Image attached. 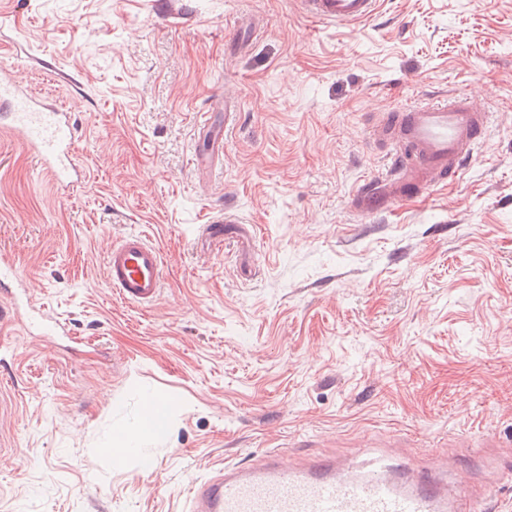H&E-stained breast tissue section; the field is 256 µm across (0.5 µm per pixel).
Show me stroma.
I'll return each instance as SVG.
<instances>
[{"mask_svg":"<svg viewBox=\"0 0 512 512\" xmlns=\"http://www.w3.org/2000/svg\"><path fill=\"white\" fill-rule=\"evenodd\" d=\"M0 66L73 117L82 181L56 188L0 131V512H188L195 481L279 449L350 462L454 455L449 482L512 446V0H381L317 22L298 0H0ZM459 91L494 114L462 176L393 210L385 113ZM240 114L213 167L200 114ZM233 208L247 239L205 224ZM161 252L159 300L109 287L113 242ZM66 335L41 333L32 309ZM167 433L113 464L143 396Z\"/></svg>","mask_w":512,"mask_h":512,"instance_id":"35a3bbf8","label":"stroma"}]
</instances>
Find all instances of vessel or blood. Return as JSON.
<instances>
[{
	"label": "vessel or blood",
	"mask_w": 512,
	"mask_h": 512,
	"mask_svg": "<svg viewBox=\"0 0 512 512\" xmlns=\"http://www.w3.org/2000/svg\"><path fill=\"white\" fill-rule=\"evenodd\" d=\"M377 0H300L316 21L350 24L370 18ZM0 101L13 108L9 129L37 157L42 172L58 186L78 185L73 162L72 116L63 106L46 108L0 78ZM490 114L472 98L443 93L431 102L382 117L377 140L394 149L378 175L360 185L350 204L360 214L390 210L399 201L447 185L466 167L487 138ZM233 209L205 227L210 241L223 245L238 224ZM106 276L118 296L149 305L162 291V258L145 236L129 234L114 242ZM487 497L455 489L434 473H410L387 460L359 470L336 458L284 466L278 449L257 463L231 462L198 482L189 512H487Z\"/></svg>",
	"instance_id": "1"
}]
</instances>
